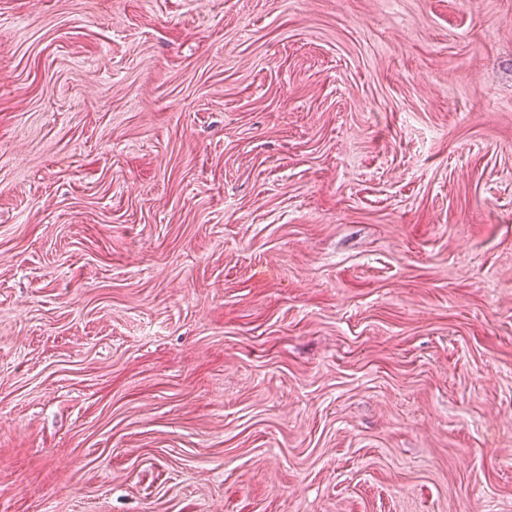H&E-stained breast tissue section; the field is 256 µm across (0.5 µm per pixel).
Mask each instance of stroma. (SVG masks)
Listing matches in <instances>:
<instances>
[{"instance_id": "stroma-1", "label": "stroma", "mask_w": 512, "mask_h": 512, "mask_svg": "<svg viewBox=\"0 0 512 512\" xmlns=\"http://www.w3.org/2000/svg\"><path fill=\"white\" fill-rule=\"evenodd\" d=\"M0 512H512V0H0Z\"/></svg>"}]
</instances>
